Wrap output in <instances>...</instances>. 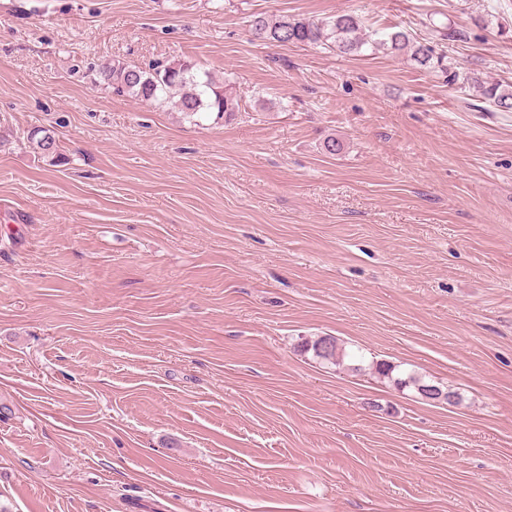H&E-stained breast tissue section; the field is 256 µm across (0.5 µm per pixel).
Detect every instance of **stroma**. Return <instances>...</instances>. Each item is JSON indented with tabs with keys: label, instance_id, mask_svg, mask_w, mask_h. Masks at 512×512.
I'll use <instances>...</instances> for the list:
<instances>
[{
	"label": "stroma",
	"instance_id": "obj_1",
	"mask_svg": "<svg viewBox=\"0 0 512 512\" xmlns=\"http://www.w3.org/2000/svg\"><path fill=\"white\" fill-rule=\"evenodd\" d=\"M495 2L0 0V512H512V112L247 23L351 12L512 85ZM174 60L239 112L97 82ZM27 141L40 159L52 165L60 161L56 137L49 129L38 128L30 131ZM301 347L312 351L313 355L323 361L340 365L344 359V351L339 347L335 337L320 336L314 341L306 342ZM397 381V382H396ZM395 383L397 385L401 386H412L418 394H420L422 397H425L427 399H440L442 398L444 402H447L448 404H458L460 402V393L457 391H454L452 389H449L447 391H444L439 386H436L434 384H431L429 382L424 381L420 377H416L414 375H409L405 379H397Z\"/></svg>",
	"mask_w": 512,
	"mask_h": 512
}]
</instances>
